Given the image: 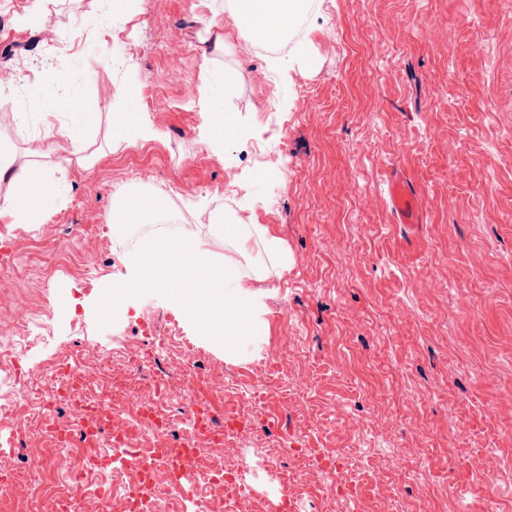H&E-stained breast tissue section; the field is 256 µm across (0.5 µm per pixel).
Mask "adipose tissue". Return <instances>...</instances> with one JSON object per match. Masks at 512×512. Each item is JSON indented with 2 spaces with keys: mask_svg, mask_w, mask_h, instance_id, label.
Returning <instances> with one entry per match:
<instances>
[{
  "mask_svg": "<svg viewBox=\"0 0 512 512\" xmlns=\"http://www.w3.org/2000/svg\"><path fill=\"white\" fill-rule=\"evenodd\" d=\"M304 8L305 0H235L241 27L261 42L281 39ZM27 155V160L16 161L12 146L0 141V188L5 191L0 197V218L39 224L64 200L45 158L54 156L60 162L88 168L94 157L88 154L85 139L67 127L48 128L41 144ZM116 210L123 223L148 224L166 213L167 200L132 193L117 202ZM133 265L134 277L117 284L116 294L134 288L171 289L175 301L203 335L223 346L225 357L237 355L249 333L253 296L225 289V279L236 272L232 259L214 262L197 241L184 238L171 245L162 240L146 245Z\"/></svg>",
  "mask_w": 512,
  "mask_h": 512,
  "instance_id": "1",
  "label": "adipose tissue"
}]
</instances>
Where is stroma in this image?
Masks as SVG:
<instances>
[{"mask_svg":"<svg viewBox=\"0 0 512 512\" xmlns=\"http://www.w3.org/2000/svg\"><path fill=\"white\" fill-rule=\"evenodd\" d=\"M0 9V139L36 146L47 74L55 123H97L90 170L64 166L65 201L40 224L0 220V264L52 266L0 283V336L22 373L85 363L124 402L180 366L217 420L247 441L217 455L256 512H512V0H309L277 43L235 23L234 0H8ZM224 32L213 47L208 21ZM233 74L231 90L220 89ZM230 128L214 149L212 121ZM136 114L144 154L113 134ZM417 190L397 223L387 183ZM131 191L167 197L182 224H114ZM226 224L258 226L245 251ZM196 236L236 262L255 340L233 358L163 288L113 296L147 239ZM282 250L270 252L267 236ZM116 297V310L100 306ZM165 343L141 370L121 364ZM44 475L17 502L62 488L86 453L0 419ZM341 454L326 475L313 462Z\"/></svg>","mask_w":512,"mask_h":512,"instance_id":"1","label":"stroma"}]
</instances>
